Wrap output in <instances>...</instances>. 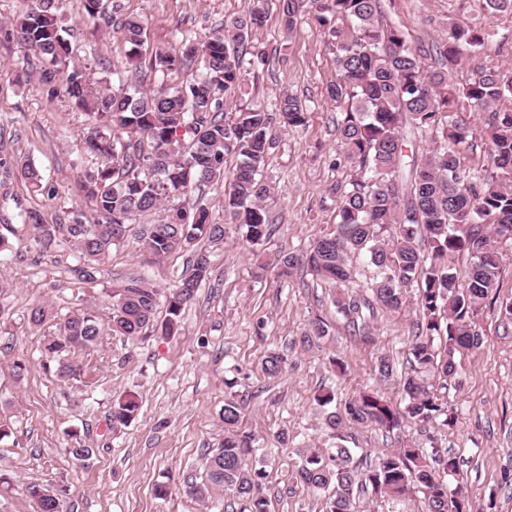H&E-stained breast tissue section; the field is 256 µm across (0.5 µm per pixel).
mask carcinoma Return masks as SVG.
I'll list each match as a JSON object with an SVG mask.
<instances>
[{"instance_id":"cac0c4a2","label":"carcinoma","mask_w":512,"mask_h":512,"mask_svg":"<svg viewBox=\"0 0 512 512\" xmlns=\"http://www.w3.org/2000/svg\"><path fill=\"white\" fill-rule=\"evenodd\" d=\"M321 20L347 18L355 26L349 41L336 42V78L327 86L328 98L340 110L337 120L340 148L358 168L344 192L338 230L316 239L310 250L280 257L283 266L309 269L320 279L349 287L353 271L350 255H363L373 268L372 297L339 293L336 309L365 343H375L369 320L374 311H391L407 303V289L418 287V320L413 327V373L399 377L394 359L381 352L374 373L382 383L394 382L401 392L399 410L375 389L337 402L323 390L315 396L322 424L336 439L334 448H298L296 484L313 494L325 495L323 512H358L361 501L398 504L413 489L423 493L428 512H471L462 492H448V478L460 474V461L430 439V448L402 443L387 449L370 463L355 458L356 434L367 425L390 433L402 419L453 424L454 416L434 381L444 383L456 374V354L483 345L475 317L492 301L499 302L504 319L512 320V296L501 301L493 294L500 276L502 256L496 243L512 242V109L496 102L512 94V69L489 67L468 80L458 79L467 53L484 45V28L448 25L444 43L435 49L437 67L429 69L397 27L380 22V0H315ZM86 16L114 27L125 43L127 64H142L144 27L135 16L118 17V7L104 0H83ZM300 0H282V16L294 30ZM264 22L263 12L224 24L204 42L183 34L169 49L154 52L151 69L165 85L149 94L124 88L91 90L87 76L72 60L64 38L63 0H31L13 31L17 41L41 58V80L61 84L72 103L92 118L86 148L102 162L79 176L81 190L93 204V218L72 212L66 224H46L40 213L29 214L35 246L57 243V233L75 250L81 278L88 269L127 240L136 215L166 207L159 224L137 236L141 252L155 258L187 250L205 238L224 240L226 225L210 219L206 204H187L189 194L205 184L224 181L227 157L236 159L224 191V214L230 223L246 230V238L260 245L270 236L265 202L271 195L263 179L274 138L269 108L253 102L238 108L234 119L223 117L224 98L245 84L240 48L253 27ZM201 76L191 82L180 75L195 62ZM489 112L486 140L491 164L480 169L461 168L456 146L465 139L456 114L471 106ZM280 121L301 126L306 120L302 103L285 94L274 104ZM417 138L434 133L429 155L409 161L403 152L400 130ZM14 165L30 191H44L39 171L28 161ZM466 258L458 270L454 258ZM206 251H194L190 273L184 274L168 294L143 278H131L112 289L108 329L116 336L137 337L152 326L165 336L183 328L184 309L198 288L209 279ZM165 308L157 321L158 308ZM102 333L98 318L76 309L63 318L58 333L41 339L40 352L57 362L59 378L92 379L95 369L77 364L69 352L87 350ZM328 325L311 323L300 337L310 349L328 336ZM443 336L440 346L436 337ZM286 358L273 350L262 360L270 377L283 371ZM140 400L128 392L112 401L110 425L117 431L138 416ZM241 410L234 397L224 399L220 419L224 440L204 454L206 482L187 484L191 495L205 496L209 486L242 505L241 512H268L264 496L266 470L249 462L256 453L253 436L239 425ZM68 453L77 461L92 456L93 448L77 434L71 435ZM40 512H60V490L50 484L25 486Z\"/></svg>"}]
</instances>
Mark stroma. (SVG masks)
<instances>
[{
	"mask_svg": "<svg viewBox=\"0 0 512 512\" xmlns=\"http://www.w3.org/2000/svg\"><path fill=\"white\" fill-rule=\"evenodd\" d=\"M30 0H0V158L20 156L40 170L47 196H30L18 169L0 167V225L20 224L29 210L45 223H67L73 210L85 208L80 173L95 163L83 148L87 116L64 91L49 92L39 77L40 62L10 38L11 23ZM126 14L145 25L144 55L170 46L181 35L205 38L226 21L265 12L261 28L247 43L266 51L267 64L245 55V93L229 98L225 111L258 101L273 104L282 95L298 98L307 122L298 128L273 121L276 145L263 175L273 188L266 203L273 228L262 245H250L240 230L228 227L223 241L198 240L211 273L184 314L181 334L127 338L103 335L95 352H76L80 363L96 368L92 384L59 379L41 357L40 340L53 323L33 328L31 307L51 306L58 314L83 308L100 322L111 313L109 293L132 277L145 278L162 292L177 285L190 252L154 259L133 245L113 248L97 264L93 282L74 273L72 249L60 241L47 252L31 247L27 236L14 238L12 254L0 257V417L10 430L0 439V472L14 488L0 496V512H37L24 492L30 482L66 487L65 512H225L223 488L210 487L204 501L186 494L185 475L203 474L205 449L218 447L224 426L218 414L226 396L242 404L241 428L254 438L252 462L264 466V494L270 512H322L323 496L297 487L293 475L296 448L330 447L314 406V395L333 387L345 400L378 386L373 374L377 351L389 353L400 372L411 370L412 327L417 319V288L396 312H376L375 345L353 336L337 313L333 289L303 269H286L279 256L308 251L317 237L335 233L343 192L357 173L342 153L336 132L339 117L326 94L336 76V57L328 44L330 29L351 37L350 20L320 25L312 4H305L294 30H287L279 0H120ZM382 20L401 26L409 44L426 64L443 42L448 24L487 26L491 38L463 65L468 78L480 69L512 68V12L487 15L479 0H381ZM65 24L72 57L90 82L109 87L153 89L154 74L125 71L126 48L118 34L94 28L80 0H68ZM324 320L330 334L318 346H297L310 320ZM484 344L456 356L458 373L445 398L454 426L406 422L398 436L377 427L361 429L362 455H375L406 440L428 447L437 438L460 461L459 477L449 490H461L474 512L494 502L493 512H512V324H502L496 310L477 316ZM283 351L287 366L278 377L262 370L268 351ZM345 361L336 374L331 357ZM139 392L137 419L112 431V399L125 390ZM94 448L75 460L67 452L70 432ZM169 481L172 493L157 498L155 483Z\"/></svg>",
	"mask_w": 512,
	"mask_h": 512,
	"instance_id": "stroma-1",
	"label": "stroma"
}]
</instances>
